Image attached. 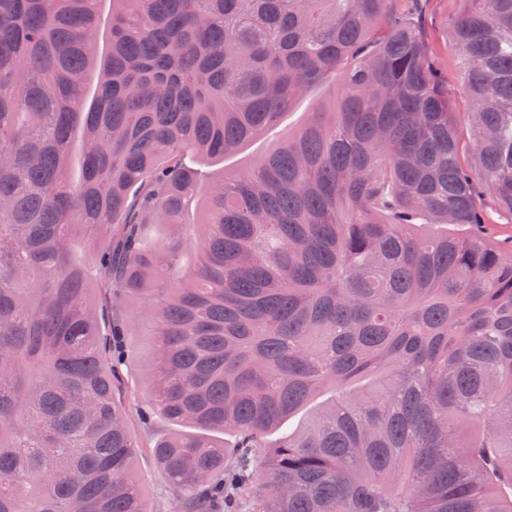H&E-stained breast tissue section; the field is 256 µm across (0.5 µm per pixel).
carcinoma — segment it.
Here are the masks:
<instances>
[{
	"instance_id": "carcinoma-1",
	"label": "carcinoma",
	"mask_w": 512,
	"mask_h": 512,
	"mask_svg": "<svg viewBox=\"0 0 512 512\" xmlns=\"http://www.w3.org/2000/svg\"><path fill=\"white\" fill-rule=\"evenodd\" d=\"M102 2L0 0V512H155L114 336L177 512H512V0L462 114L425 0ZM331 96L330 88L318 87L309 96L298 100L292 110L284 115L277 134L283 135L302 125L306 119L307 113L315 110L321 103L329 100ZM273 141H275V138L271 134L252 139L243 146L242 150L238 154L226 158L224 160V164L221 163L218 166L210 167L209 170L217 171L220 167H222V165H224V167L227 169L242 167L252 158L264 154L270 148ZM143 342L140 337L132 339L128 344L127 362L122 367L123 379L120 382L116 398L126 407L132 430L141 448L136 454L135 469L145 495L152 502L161 503L163 512H174L173 504L168 496L165 477L160 470L151 448L154 442L173 433L176 429L190 431L189 428L173 426L169 422L155 418L150 422L141 419L137 404H147L148 378L145 365L141 366Z\"/></svg>"
}]
</instances>
